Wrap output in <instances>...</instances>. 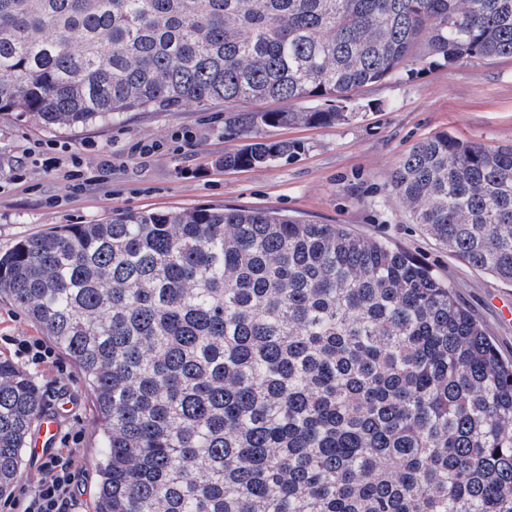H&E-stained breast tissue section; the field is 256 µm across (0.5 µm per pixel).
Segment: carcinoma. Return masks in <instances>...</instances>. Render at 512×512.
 <instances>
[{
	"label": "carcinoma",
	"instance_id": "cac0c4a2",
	"mask_svg": "<svg viewBox=\"0 0 512 512\" xmlns=\"http://www.w3.org/2000/svg\"><path fill=\"white\" fill-rule=\"evenodd\" d=\"M508 57L512 0H0V120L222 102L252 140L224 166L258 167L297 149L268 127L338 124L365 86ZM391 187L512 284V146L435 135ZM0 293L90 387L96 512H512V360L381 241L270 210L128 211L19 241ZM40 409L0 359V498Z\"/></svg>",
	"mask_w": 512,
	"mask_h": 512
}]
</instances>
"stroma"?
<instances>
[{
	"instance_id": "obj_1",
	"label": "stroma",
	"mask_w": 512,
	"mask_h": 512,
	"mask_svg": "<svg viewBox=\"0 0 512 512\" xmlns=\"http://www.w3.org/2000/svg\"><path fill=\"white\" fill-rule=\"evenodd\" d=\"M356 115L332 125H282L266 129L272 140L298 143V153L276 163L227 169L224 155L244 147V137L224 131V107L186 105L172 112H126L108 122L55 130L28 117L0 122V253L57 224H93L125 210H177L201 205L279 211L378 239L409 253L452 287L458 302L492 336L500 355L512 359V326L498 318V301L512 285L481 273L441 248L412 224L396 199L391 174L417 142L445 132L489 147L512 144V59L471 60L434 67L363 89ZM191 135L184 151L175 133ZM153 146L131 156L130 144ZM79 154L88 165L111 156L112 170L80 195L45 160ZM22 165L24 182L10 171ZM40 327L12 301L0 297V358L15 360L51 408L62 395L78 405L62 418L63 429H82L80 497L93 512L102 434L92 395L75 366L64 389L54 387L52 365L15 358L9 338L42 337Z\"/></svg>"
}]
</instances>
